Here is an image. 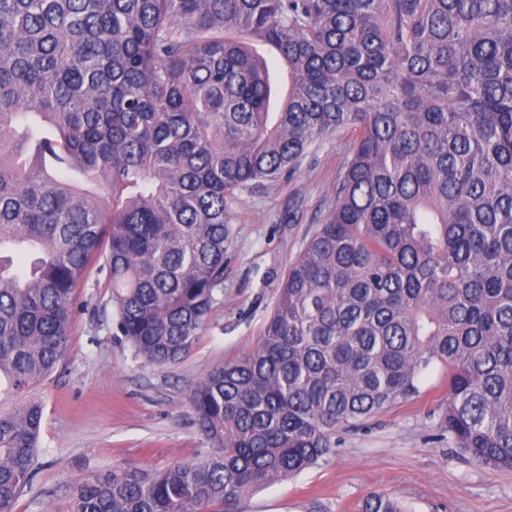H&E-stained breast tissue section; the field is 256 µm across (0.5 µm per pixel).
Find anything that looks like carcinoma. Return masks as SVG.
Wrapping results in <instances>:
<instances>
[{
    "label": "carcinoma",
    "mask_w": 512,
    "mask_h": 512,
    "mask_svg": "<svg viewBox=\"0 0 512 512\" xmlns=\"http://www.w3.org/2000/svg\"><path fill=\"white\" fill-rule=\"evenodd\" d=\"M346 129L260 341L189 390L210 452L79 478L68 512H239L436 365L439 438L512 470V0H0V512L94 267L135 355L179 361L236 192ZM361 512L410 510L374 492Z\"/></svg>",
    "instance_id": "cac0c4a2"
}]
</instances>
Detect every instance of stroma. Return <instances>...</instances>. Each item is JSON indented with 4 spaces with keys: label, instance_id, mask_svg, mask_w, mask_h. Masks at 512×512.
<instances>
[{
    "label": "stroma",
    "instance_id": "stroma-1",
    "mask_svg": "<svg viewBox=\"0 0 512 512\" xmlns=\"http://www.w3.org/2000/svg\"><path fill=\"white\" fill-rule=\"evenodd\" d=\"M353 146L344 130L316 140L291 175L238 192L226 244L224 285L190 353L162 368L146 365L112 320L104 275L78 291L66 355L39 387L40 448L30 486L15 512H66L70 487L115 466L161 470L199 460L190 386L213 367L257 345L288 266L322 223ZM448 395L441 371L427 372L418 398L336 434L326 462L257 488L243 512H359L372 492L413 512H512V472L466 462L434 439L433 411Z\"/></svg>",
    "mask_w": 512,
    "mask_h": 512
}]
</instances>
